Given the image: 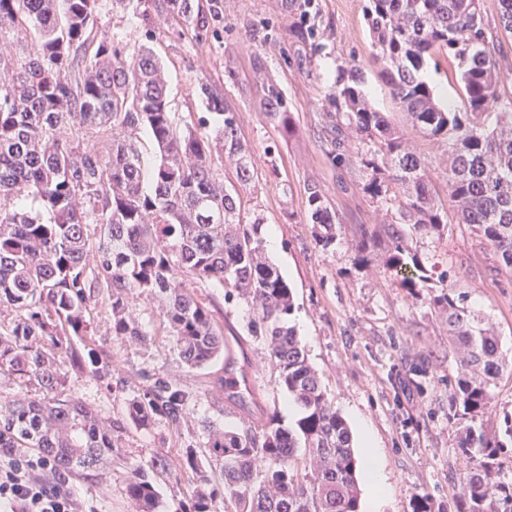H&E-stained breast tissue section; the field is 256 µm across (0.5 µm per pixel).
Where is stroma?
<instances>
[{
    "instance_id": "1",
    "label": "stroma",
    "mask_w": 512,
    "mask_h": 512,
    "mask_svg": "<svg viewBox=\"0 0 512 512\" xmlns=\"http://www.w3.org/2000/svg\"><path fill=\"white\" fill-rule=\"evenodd\" d=\"M366 0H222L223 19L203 46H196L179 27L160 25L148 39L144 23L113 10L103 0L98 31L115 41L151 42L167 78L173 112L197 123L203 106L199 85L224 93L234 112L238 134L249 147L256 178L238 188L245 220L263 218L264 230H275L278 245L265 256L281 271L294 297L291 321L307 358L320 376L329 400L351 430L366 428L380 456L386 487L383 512H413L424 503L427 512H457L455 478L463 466L458 428L449 423L450 389L456 375L455 353L448 325L430 304L426 289L403 287L383 266L384 242L368 259L352 246L356 225L380 231L396 210L398 186L390 200H374L364 192L366 176L331 160L327 142L336 123L329 95L351 66L360 69V87L368 103L384 112L426 164L436 198L448 216L442 235L409 233L408 244L434 276L464 294L467 303L493 324L506 363L492 389V403L477 426L487 435L503 434L512 416V273L482 232L459 223L448 192V145L423 138L393 99L364 20ZM262 46L265 72L281 88L292 120L285 134L268 124L260 110L261 77L252 67L251 48ZM440 104L462 108L459 78L447 57H438L422 72ZM319 185L336 215V237L322 242L306 215V188ZM192 292L224 330L233 357L247 365L253 392L238 399L224 390V365L187 368L168 334L162 300L130 293L129 312L151 336L135 344L113 336L103 305H95L92 323L98 348L112 358L113 377L126 385L112 390L69 375L67 386L95 414L122 421L127 399L160 372L198 395L181 427L157 422L146 429L126 426L118 456L102 479L74 478L66 491L79 512H135L123 487L129 465L164 457L166 475L157 479L164 512H181L194 491L181 469L188 439L199 438L205 425L221 429L257 427L276 419L293 425L299 412L289 409L278 383V371L263 337L250 329L252 313L245 303L225 301L223 289L209 283ZM426 368L423 388H416L412 367Z\"/></svg>"
}]
</instances>
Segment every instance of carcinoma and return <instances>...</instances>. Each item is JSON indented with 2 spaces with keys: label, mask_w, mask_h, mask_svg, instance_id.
Listing matches in <instances>:
<instances>
[{
  "label": "carcinoma",
  "mask_w": 512,
  "mask_h": 512,
  "mask_svg": "<svg viewBox=\"0 0 512 512\" xmlns=\"http://www.w3.org/2000/svg\"><path fill=\"white\" fill-rule=\"evenodd\" d=\"M502 32L512 35V0H498ZM142 21L184 22L206 42L219 5L196 0H112ZM101 0H0V41L29 29L35 43L19 55L0 54V306L17 312L0 321V374L26 397L0 404V448L41 454L51 473L98 476L121 448L112 422L64 392L69 373L112 386V364L95 347L92 304L107 299L112 335L143 344L150 333L128 314V292L162 296L181 361L202 369L224 356V330L189 290L196 282L225 289L229 300L256 311L255 335L266 338L278 383L299 408L288 429L270 419L259 428L226 430L206 447L188 444L181 468L195 477L182 512H360L358 458L346 420L332 409L289 316L292 289L262 258L263 221L243 223L239 194L224 186V163L246 187L251 151L238 136L224 94L203 84L206 109L197 126L172 112L167 83L152 47L129 48L98 35ZM365 19L394 98L425 138L448 141V189L458 221L473 224L512 272V98L503 100L502 46L489 32L480 0H367ZM457 63L465 111L433 98L421 71L440 55ZM358 69L336 82L333 101L345 126L366 143L351 151L341 131L333 159L368 179L363 190L385 198L402 188L396 216L384 225V267L405 287L426 288L430 270L405 244L401 225L439 235L447 217L431 192L425 164L388 121L372 109ZM261 111L289 131L280 87L262 88ZM155 162L146 167L144 139ZM309 223L334 237L336 216L322 190H306ZM373 232L356 228L354 246L367 251ZM431 304L448 316L459 368L448 421H474L492 400L503 366L498 343L463 296L441 289ZM196 395L164 374L127 402L128 421L146 429L175 427ZM466 428L456 479L458 512H512V482L492 480L497 459L512 445ZM156 456L132 466L126 494L135 512H162L150 474L166 471Z\"/></svg>",
  "instance_id": "carcinoma-1"
}]
</instances>
